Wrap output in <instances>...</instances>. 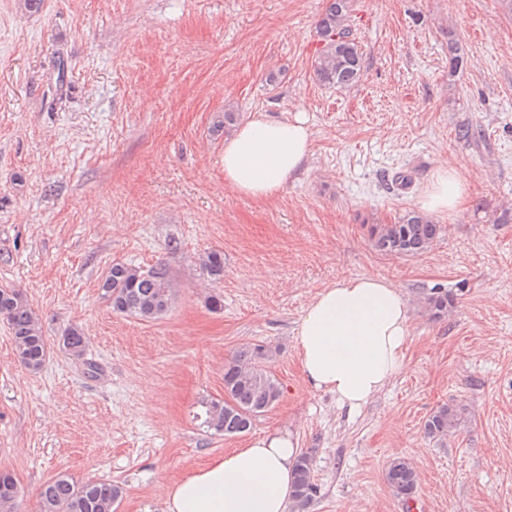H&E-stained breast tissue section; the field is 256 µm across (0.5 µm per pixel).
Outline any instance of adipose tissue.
<instances>
[{
  "label": "adipose tissue",
  "instance_id": "adipose-tissue-1",
  "mask_svg": "<svg viewBox=\"0 0 512 512\" xmlns=\"http://www.w3.org/2000/svg\"><path fill=\"white\" fill-rule=\"evenodd\" d=\"M311 143L304 113L284 119L256 114L224 144V181L241 195L270 198L308 161ZM467 201L466 184L442 165L416 204L435 214L459 210ZM408 339L401 288L375 277H348L310 301L297 330V350L307 382L352 413L401 372ZM299 454L289 431L264 433L171 483L161 512H288Z\"/></svg>",
  "mask_w": 512,
  "mask_h": 512
}]
</instances>
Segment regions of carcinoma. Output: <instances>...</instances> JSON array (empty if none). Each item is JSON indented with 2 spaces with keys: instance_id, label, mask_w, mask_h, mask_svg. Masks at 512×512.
Segmentation results:
<instances>
[{
  "instance_id": "cac0c4a2",
  "label": "carcinoma",
  "mask_w": 512,
  "mask_h": 512,
  "mask_svg": "<svg viewBox=\"0 0 512 512\" xmlns=\"http://www.w3.org/2000/svg\"><path fill=\"white\" fill-rule=\"evenodd\" d=\"M353 0H327L317 22L323 42L313 64V75L320 84L345 89L358 84L363 76V59L352 38L350 21ZM464 57L453 38H448V75L463 66ZM440 225L416 210H409L391 224H373L369 235L376 250L398 256L426 252L439 238ZM203 268L215 280L224 272V258L211 251L202 259ZM102 298L112 311L142 321L157 320L169 311L175 283L166 265L158 262L144 269L115 262L103 273L99 284ZM420 298L431 315L441 317L453 307V290L436 285L423 288ZM0 316L9 326L17 360L26 369H41L47 343L37 314L26 295L13 288H0ZM87 338L72 325L62 338L63 348L73 357L83 356ZM273 353L262 345L241 349L224 364V390L240 407L227 410L216 401H205L203 425L217 434L232 437L250 430L255 416L272 409L282 397V386L271 373L268 363ZM458 424V412L446 404L438 406L424 424L425 433L437 440L448 438ZM313 450L299 455L291 494L292 512H305L317 495L313 480ZM385 480L397 496L409 502L417 489V474L405 458H394L386 466ZM20 487L7 471L0 472V512H17ZM122 487L107 482H80L62 474L45 482L38 491L39 512H115L122 498Z\"/></svg>"
}]
</instances>
